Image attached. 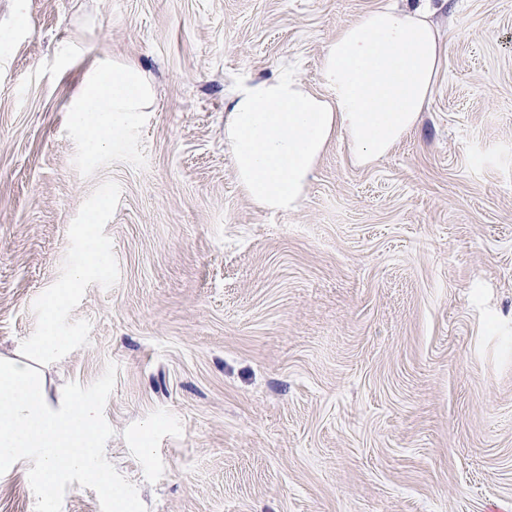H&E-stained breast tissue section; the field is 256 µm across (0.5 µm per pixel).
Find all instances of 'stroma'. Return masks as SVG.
<instances>
[{
  "instance_id": "stroma-1",
  "label": "stroma",
  "mask_w": 512,
  "mask_h": 512,
  "mask_svg": "<svg viewBox=\"0 0 512 512\" xmlns=\"http://www.w3.org/2000/svg\"><path fill=\"white\" fill-rule=\"evenodd\" d=\"M381 2L0 0V358L115 179L119 280L40 372L55 401L117 365L105 454L147 512H512V0H433L416 127L368 167L332 141L294 211L259 208L224 143L237 85L318 88ZM115 62L153 103L91 155L67 106ZM34 510L27 466L0 475V512Z\"/></svg>"
}]
</instances>
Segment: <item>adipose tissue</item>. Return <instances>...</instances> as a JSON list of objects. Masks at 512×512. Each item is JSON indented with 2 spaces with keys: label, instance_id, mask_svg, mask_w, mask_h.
<instances>
[{
  "label": "adipose tissue",
  "instance_id": "obj_1",
  "mask_svg": "<svg viewBox=\"0 0 512 512\" xmlns=\"http://www.w3.org/2000/svg\"><path fill=\"white\" fill-rule=\"evenodd\" d=\"M430 0L386 4L346 24L322 54L319 89L287 75L239 85L224 115V141L238 181L270 211L295 210L329 142L345 138L352 160L385 157L417 124L440 69ZM151 89L135 66L89 77L70 105L73 124L97 150L121 141Z\"/></svg>",
  "mask_w": 512,
  "mask_h": 512
}]
</instances>
